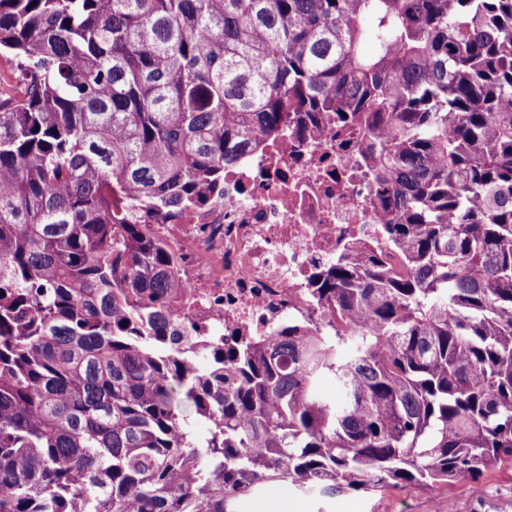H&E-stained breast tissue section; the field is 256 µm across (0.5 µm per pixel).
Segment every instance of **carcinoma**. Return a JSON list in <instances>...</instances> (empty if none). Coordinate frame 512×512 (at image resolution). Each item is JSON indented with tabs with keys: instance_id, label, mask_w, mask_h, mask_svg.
<instances>
[{
	"instance_id": "obj_1",
	"label": "carcinoma",
	"mask_w": 512,
	"mask_h": 512,
	"mask_svg": "<svg viewBox=\"0 0 512 512\" xmlns=\"http://www.w3.org/2000/svg\"><path fill=\"white\" fill-rule=\"evenodd\" d=\"M2 52L0 512H231L273 481L512 461V0H0ZM305 112L362 126L405 270L337 260L334 333L194 342L152 223Z\"/></svg>"
}]
</instances>
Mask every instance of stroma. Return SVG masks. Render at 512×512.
I'll return each mask as SVG.
<instances>
[{
    "instance_id": "stroma-1",
    "label": "stroma",
    "mask_w": 512,
    "mask_h": 512,
    "mask_svg": "<svg viewBox=\"0 0 512 512\" xmlns=\"http://www.w3.org/2000/svg\"><path fill=\"white\" fill-rule=\"evenodd\" d=\"M273 498L286 505L288 512H512V464L466 484L348 491L332 499L273 482L266 491L239 499L235 512H259Z\"/></svg>"
}]
</instances>
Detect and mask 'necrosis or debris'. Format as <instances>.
Instances as JSON below:
<instances>
[{"mask_svg":"<svg viewBox=\"0 0 512 512\" xmlns=\"http://www.w3.org/2000/svg\"><path fill=\"white\" fill-rule=\"evenodd\" d=\"M323 128L246 151L223 191L154 224L184 285L169 307L185 335L250 339L287 322L332 330L313 294L319 275L344 252L390 251L359 131Z\"/></svg>","mask_w":512,"mask_h":512,"instance_id":"obj_1","label":"necrosis or debris"}]
</instances>
